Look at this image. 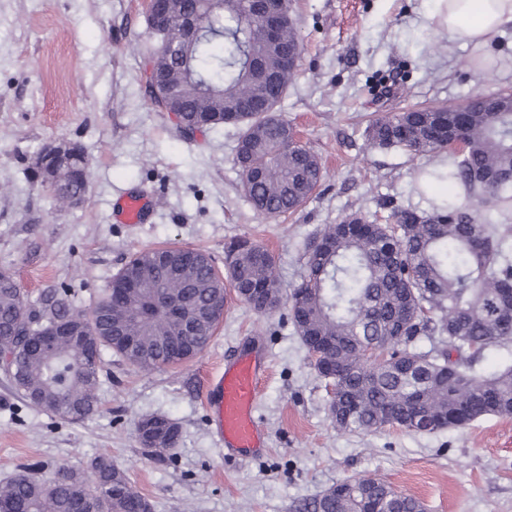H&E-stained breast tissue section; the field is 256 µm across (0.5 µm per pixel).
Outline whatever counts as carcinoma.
Listing matches in <instances>:
<instances>
[{"label":"carcinoma","mask_w":512,"mask_h":512,"mask_svg":"<svg viewBox=\"0 0 512 512\" xmlns=\"http://www.w3.org/2000/svg\"><path fill=\"white\" fill-rule=\"evenodd\" d=\"M197 17L202 36L183 38L179 27L151 29L178 52L165 59L175 100L149 95L165 111L177 104L184 125L197 130L223 124L241 128L236 160L253 208L265 217L294 213L323 178L319 158L293 139V127L270 112H249L252 100L284 96L294 67L284 59L300 43L290 0H264L267 12L285 17L277 41L262 36L255 0H182ZM466 112L427 106L374 118L370 147L406 149L432 159L426 180L446 181L457 192L433 204L428 215L395 209L378 224L351 214L327 224L306 246L304 275L284 288L274 255L248 240L230 242L224 268L237 295L259 312L289 306L302 342L328 343L323 363L342 369V385L329 401L339 432L377 430L394 424L420 432L418 416L459 428L485 415L512 416V362L485 375L475 369L486 347L512 341V112H491L483 95ZM464 151L448 158V135ZM57 197L88 188L82 144ZM128 285L122 297L114 283ZM224 315V281L210 255L179 246L142 249L87 308L65 291L50 290L31 304L7 269L0 270V339L4 367L28 404L79 422L99 403L102 352L109 350L143 370H158L200 353ZM82 325L91 345L56 342L37 351L44 336L62 325ZM434 346L418 347L421 338ZM181 342L172 354L169 342ZM155 427L148 451L176 447L178 426L164 417L141 419ZM343 494L329 488L312 512H424L418 499L381 479L344 480ZM153 512L125 472L108 456L90 471L67 470L50 483L25 472L0 486V505L20 512Z\"/></svg>","instance_id":"obj_1"}]
</instances>
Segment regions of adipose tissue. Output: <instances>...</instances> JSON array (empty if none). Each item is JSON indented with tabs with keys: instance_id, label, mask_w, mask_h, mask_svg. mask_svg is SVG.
Returning <instances> with one entry per match:
<instances>
[{
	"instance_id": "1",
	"label": "adipose tissue",
	"mask_w": 512,
	"mask_h": 512,
	"mask_svg": "<svg viewBox=\"0 0 512 512\" xmlns=\"http://www.w3.org/2000/svg\"><path fill=\"white\" fill-rule=\"evenodd\" d=\"M430 18L440 29L478 51L512 27V0H431Z\"/></svg>"
}]
</instances>
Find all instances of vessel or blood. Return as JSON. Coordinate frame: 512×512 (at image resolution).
Returning <instances> with one entry per match:
<instances>
[{
  "instance_id": "vessel-or-blood-1",
  "label": "vessel or blood",
  "mask_w": 512,
  "mask_h": 512,
  "mask_svg": "<svg viewBox=\"0 0 512 512\" xmlns=\"http://www.w3.org/2000/svg\"><path fill=\"white\" fill-rule=\"evenodd\" d=\"M147 201L128 196L119 206L116 218L123 224L140 223ZM265 370L263 358L237 357L225 362L224 369L210 385L208 409L212 431L226 454L253 456L263 446L265 428L256 413L258 381Z\"/></svg>"
}]
</instances>
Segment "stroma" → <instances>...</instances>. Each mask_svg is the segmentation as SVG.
I'll return each mask as SVG.
<instances>
[{"label": "stroma", "mask_w": 512, "mask_h": 512, "mask_svg": "<svg viewBox=\"0 0 512 512\" xmlns=\"http://www.w3.org/2000/svg\"><path fill=\"white\" fill-rule=\"evenodd\" d=\"M303 52L278 106L315 153L324 177L298 211L259 215L241 188L238 126L177 133L145 93L153 45L138 0H0V269L29 299L65 288L89 307L137 250H202L216 267L246 238L275 256L285 287L300 283L307 243L324 225L362 213L430 210L418 188L428 159L371 149L374 114L458 105L475 93L512 92V28L477 65L471 45L429 19L430 0H293ZM51 142L81 143L89 189L77 205L39 187L33 161ZM142 195L144 223L113 217L120 197ZM264 353L256 411L265 448L226 462L208 424L204 392L228 353ZM98 409L72 423L27 407L0 372V483L42 463L87 471L112 458L154 512H304L336 482L377 477L419 499L425 512H512V416L411 433L396 427L338 432L330 391L317 377L287 308L261 314L235 291L210 343L192 360L144 371L103 354ZM162 416L180 431L163 456L135 426Z\"/></svg>", "instance_id": "obj_1"}]
</instances>
